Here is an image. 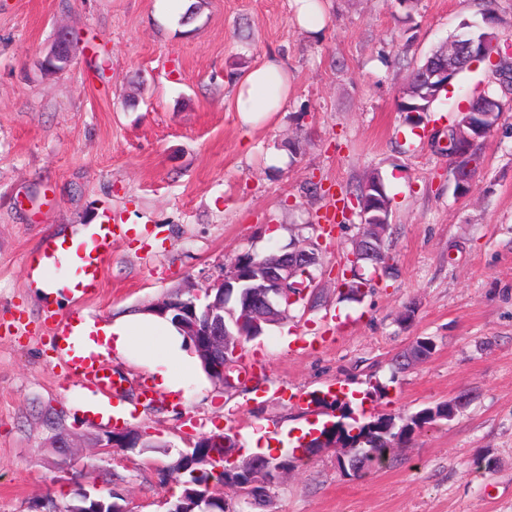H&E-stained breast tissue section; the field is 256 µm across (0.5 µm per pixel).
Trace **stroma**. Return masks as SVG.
Returning a JSON list of instances; mask_svg holds the SVG:
<instances>
[{"label": "stroma", "mask_w": 512, "mask_h": 512, "mask_svg": "<svg viewBox=\"0 0 512 512\" xmlns=\"http://www.w3.org/2000/svg\"><path fill=\"white\" fill-rule=\"evenodd\" d=\"M324 2L314 37L293 0H0V512H35L79 485L117 490L133 512H164L181 487L163 467L199 437L228 432L243 445L265 430L285 453L327 421L315 396L376 383L384 397L355 414L405 415L464 392L471 401L366 476H344L332 451L300 461L252 512H512V92L481 63L418 132L399 110L412 68L461 23L480 21L479 0H415L409 12L399 0ZM61 27L79 50L69 70L47 76L38 61ZM271 56L292 77L288 104L244 126L235 84ZM483 90L509 107L461 197L434 133ZM280 152L288 162L277 167ZM374 172L391 199L395 273L353 302L340 279L358 220L323 224ZM104 221L123 230L96 298L35 288L27 263L46 240L77 242ZM301 235L317 244L316 303L244 342L252 376L237 391L200 371L179 395L160 389L148 402L146 356L109 355L132 407L127 425L152 433L154 448L71 463L48 449L54 433L98 424L47 313L109 324ZM420 336L433 337L432 358L394 371L393 357ZM484 453L496 465L479 474L472 460Z\"/></svg>", "instance_id": "stroma-1"}]
</instances>
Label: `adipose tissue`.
Wrapping results in <instances>:
<instances>
[{
    "label": "adipose tissue",
    "mask_w": 512,
    "mask_h": 512,
    "mask_svg": "<svg viewBox=\"0 0 512 512\" xmlns=\"http://www.w3.org/2000/svg\"><path fill=\"white\" fill-rule=\"evenodd\" d=\"M291 76L276 57H269L247 72L238 85L236 110L242 125L252 126L283 111L290 92ZM84 344L95 353L127 357L136 339L147 340L154 348L155 364L160 365L159 386L176 393L184 384L183 373L191 361L180 349L182 337L169 318L138 313L127 320L95 329L93 322L77 325Z\"/></svg>",
    "instance_id": "ef3b65f1"
}]
</instances>
